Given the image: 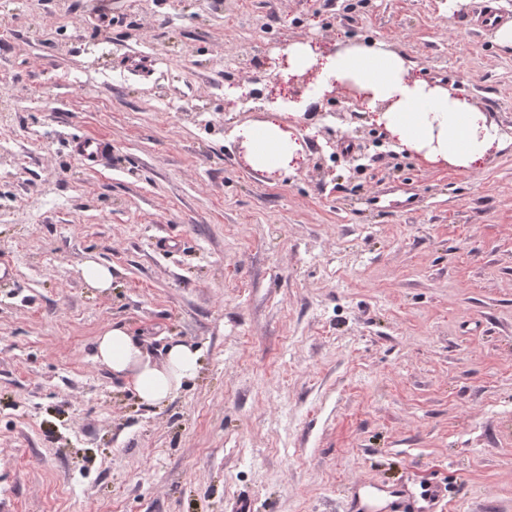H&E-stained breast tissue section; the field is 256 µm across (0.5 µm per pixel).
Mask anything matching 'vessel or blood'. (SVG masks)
Masks as SVG:
<instances>
[{
    "mask_svg": "<svg viewBox=\"0 0 512 512\" xmlns=\"http://www.w3.org/2000/svg\"><path fill=\"white\" fill-rule=\"evenodd\" d=\"M447 496L441 484L425 477L413 484L403 480L388 486H354L346 512H445Z\"/></svg>",
    "mask_w": 512,
    "mask_h": 512,
    "instance_id": "b4317fda",
    "label": "vessel or blood"
}]
</instances>
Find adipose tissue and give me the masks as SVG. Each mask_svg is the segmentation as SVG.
Masks as SVG:
<instances>
[{
	"label": "adipose tissue",
	"instance_id": "1",
	"mask_svg": "<svg viewBox=\"0 0 512 512\" xmlns=\"http://www.w3.org/2000/svg\"><path fill=\"white\" fill-rule=\"evenodd\" d=\"M288 64L299 73L319 69L327 82L360 93L365 112L401 148L425 161L467 170L493 147L502 148L511 141L483 111L448 88L416 77L409 63L385 44H353L322 56L311 44L295 43L288 48ZM245 136L259 167L280 166L295 150L274 121L249 127ZM97 357L149 406L166 404L199 369V352L191 345L172 343L157 361L121 326L99 336Z\"/></svg>",
	"mask_w": 512,
	"mask_h": 512
}]
</instances>
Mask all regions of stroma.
Segmentation results:
<instances>
[{"label": "stroma", "mask_w": 512, "mask_h": 512, "mask_svg": "<svg viewBox=\"0 0 512 512\" xmlns=\"http://www.w3.org/2000/svg\"><path fill=\"white\" fill-rule=\"evenodd\" d=\"M484 3L0 0V512H344L412 471L512 512V145L425 164L283 62L382 41L512 135ZM284 98L300 156L254 169ZM115 325L197 376L143 406ZM83 270L84 279L91 288H111L112 271L107 265L90 259L85 263Z\"/></svg>", "instance_id": "stroma-1"}]
</instances>
